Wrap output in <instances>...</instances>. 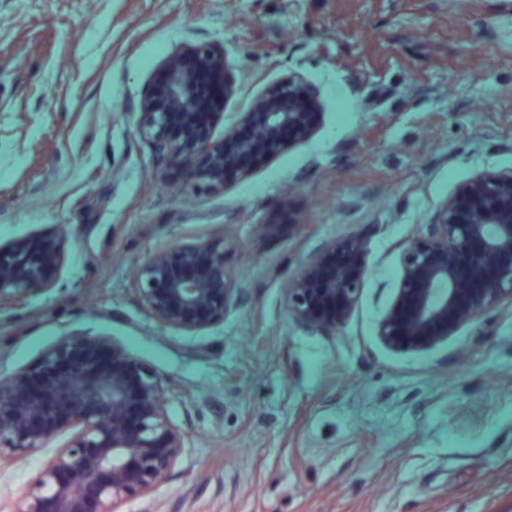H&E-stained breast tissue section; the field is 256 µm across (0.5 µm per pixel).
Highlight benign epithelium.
Listing matches in <instances>:
<instances>
[{
    "label": "benign epithelium",
    "mask_w": 512,
    "mask_h": 512,
    "mask_svg": "<svg viewBox=\"0 0 512 512\" xmlns=\"http://www.w3.org/2000/svg\"><path fill=\"white\" fill-rule=\"evenodd\" d=\"M219 78L213 97L206 77ZM234 90L224 52L209 44L178 46L157 68L139 102V134L159 159L198 187L220 190L242 160L277 157L312 136L319 99L288 77L257 97L224 136V101ZM231 242L200 240L155 253L137 271L134 291L161 326L204 330L224 321L235 284L224 259ZM333 269L327 247L293 279L288 306L303 326L334 331L350 317L364 278L365 244ZM64 252L53 235L0 245V304H20L49 288ZM512 304V170L461 184L435 214L427 236L404 243L395 303L377 334L388 347L425 351L502 303ZM161 377L102 336H66L32 364L0 382V466L70 433L10 512H118L151 492L176 465L185 435L170 422Z\"/></svg>",
    "instance_id": "benign-epithelium-1"
}]
</instances>
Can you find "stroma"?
Listing matches in <instances>:
<instances>
[{
    "label": "stroma",
    "instance_id": "1",
    "mask_svg": "<svg viewBox=\"0 0 512 512\" xmlns=\"http://www.w3.org/2000/svg\"><path fill=\"white\" fill-rule=\"evenodd\" d=\"M224 53L222 136L284 78L316 91L306 142L221 190L140 138L169 51ZM512 168V0H0V243L59 236L51 288L0 309V380L61 337L107 336L165 381L176 466L119 512H512V305L425 352L391 349L403 243L458 186ZM232 240L224 320L162 328L132 276ZM366 242L354 310L300 325L286 288ZM66 437L0 469V512Z\"/></svg>",
    "mask_w": 512,
    "mask_h": 512
}]
</instances>
